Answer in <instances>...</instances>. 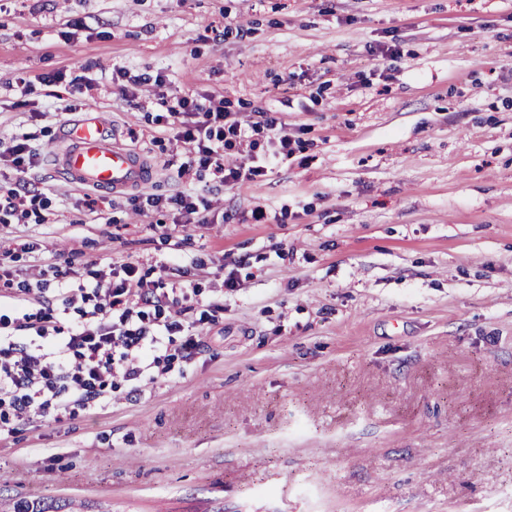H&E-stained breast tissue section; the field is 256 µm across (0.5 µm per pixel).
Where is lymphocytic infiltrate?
I'll list each match as a JSON object with an SVG mask.
<instances>
[{
    "label": "lymphocytic infiltrate",
    "instance_id": "obj_1",
    "mask_svg": "<svg viewBox=\"0 0 512 512\" xmlns=\"http://www.w3.org/2000/svg\"><path fill=\"white\" fill-rule=\"evenodd\" d=\"M157 124L174 141L189 145L178 166L187 176L197 168L212 169L221 183L233 186L265 174L280 157L292 154L288 136L259 142L260 127L274 128V119L256 124L233 117L223 107L186 94L163 91L156 100ZM248 145L244 160L228 164L226 151ZM112 282L59 289L64 308L80 312L66 328L52 309L30 314L14 297H0V423L31 412L62 413L105 401L115 378L138 386L169 351L166 336L178 323L166 314L164 302L135 263L121 266ZM36 328L39 344L27 347L19 333Z\"/></svg>",
    "mask_w": 512,
    "mask_h": 512
}]
</instances>
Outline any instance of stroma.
Segmentation results:
<instances>
[{"instance_id": "obj_1", "label": "stroma", "mask_w": 512, "mask_h": 512, "mask_svg": "<svg viewBox=\"0 0 512 512\" xmlns=\"http://www.w3.org/2000/svg\"><path fill=\"white\" fill-rule=\"evenodd\" d=\"M163 89L298 146L232 187L180 176ZM89 106L147 184L52 164ZM24 133L43 205L0 223V267L43 285L30 311L132 261L192 284L201 344L11 420L0 512H512V0H0V148ZM180 193L208 223L134 209Z\"/></svg>"}]
</instances>
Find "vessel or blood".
<instances>
[{
	"label": "vessel or blood",
	"mask_w": 512,
	"mask_h": 512,
	"mask_svg": "<svg viewBox=\"0 0 512 512\" xmlns=\"http://www.w3.org/2000/svg\"><path fill=\"white\" fill-rule=\"evenodd\" d=\"M64 137L68 145L57 155L56 164L68 180L115 192L147 181L150 169L144 157L115 141L103 114L83 113L67 126Z\"/></svg>",
	"instance_id": "obj_1"
}]
</instances>
